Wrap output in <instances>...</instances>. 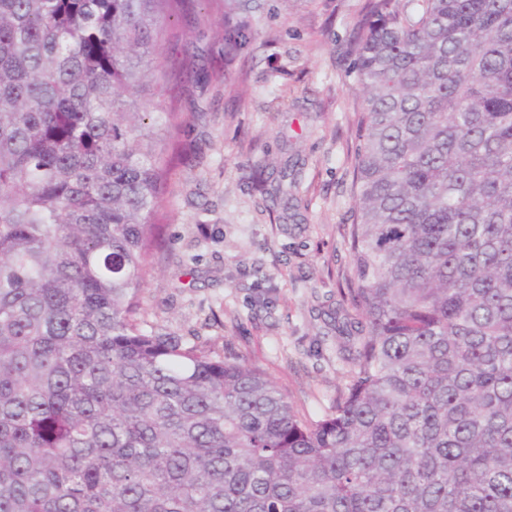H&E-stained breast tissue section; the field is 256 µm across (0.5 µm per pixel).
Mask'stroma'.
Segmentation results:
<instances>
[{
  "instance_id": "35a3bbf8",
  "label": "stroma",
  "mask_w": 512,
  "mask_h": 512,
  "mask_svg": "<svg viewBox=\"0 0 512 512\" xmlns=\"http://www.w3.org/2000/svg\"><path fill=\"white\" fill-rule=\"evenodd\" d=\"M246 42L224 53V10L175 20L207 84L185 74V121L168 182L148 326L201 336L214 356L260 366L301 414L328 412L349 382L336 328L352 276L344 240L363 94L349 40L366 0H242Z\"/></svg>"
}]
</instances>
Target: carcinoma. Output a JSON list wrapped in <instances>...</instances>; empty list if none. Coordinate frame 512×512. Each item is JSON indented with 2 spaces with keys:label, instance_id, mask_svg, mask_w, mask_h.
Returning a JSON list of instances; mask_svg holds the SVG:
<instances>
[{
  "label": "carcinoma",
  "instance_id": "1",
  "mask_svg": "<svg viewBox=\"0 0 512 512\" xmlns=\"http://www.w3.org/2000/svg\"><path fill=\"white\" fill-rule=\"evenodd\" d=\"M204 0H0V512H512V0H369L349 384L144 328ZM224 27L225 54L246 39Z\"/></svg>",
  "mask_w": 512,
  "mask_h": 512
}]
</instances>
